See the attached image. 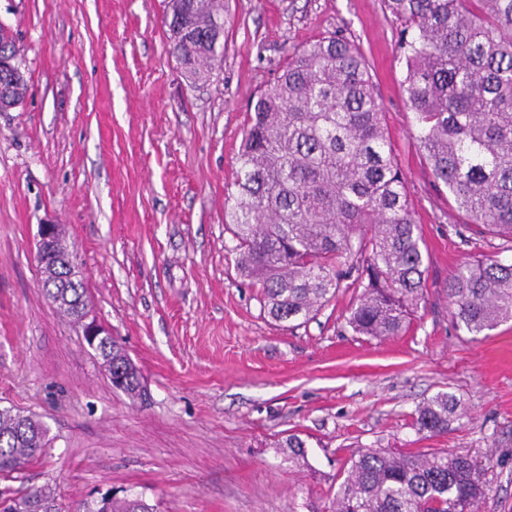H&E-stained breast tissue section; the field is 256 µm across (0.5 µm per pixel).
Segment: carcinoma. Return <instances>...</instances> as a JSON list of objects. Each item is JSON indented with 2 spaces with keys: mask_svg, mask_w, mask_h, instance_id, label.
<instances>
[{
  "mask_svg": "<svg viewBox=\"0 0 512 512\" xmlns=\"http://www.w3.org/2000/svg\"><path fill=\"white\" fill-rule=\"evenodd\" d=\"M402 26L407 105L419 150L463 227L512 243V0H382ZM172 54L193 80L223 58L224 0H167ZM12 37L0 27V109L24 99ZM383 108L358 46L340 31L295 50L252 102L234 191L224 200L240 273L261 308L283 323L313 319L341 288L358 295L345 321L374 338L400 334L423 298L426 253L405 176L387 143ZM458 327L473 336L512 319V262L470 260L448 278ZM73 316L91 305L83 283L60 289ZM118 389L139 392L137 370L112 338L102 340ZM457 399L438 394L416 423L448 431ZM47 428L0 409V476L42 453ZM485 497L478 464L438 451L369 449L351 461L334 512H474ZM0 512H62L48 485L0 499ZM88 512H155L143 498L104 501Z\"/></svg>",
  "mask_w": 512,
  "mask_h": 512,
  "instance_id": "1",
  "label": "carcinoma"
}]
</instances>
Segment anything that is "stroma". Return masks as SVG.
I'll list each match as a JSON object with an SVG mask.
<instances>
[{
    "instance_id": "stroma-1",
    "label": "stroma",
    "mask_w": 512,
    "mask_h": 512,
    "mask_svg": "<svg viewBox=\"0 0 512 512\" xmlns=\"http://www.w3.org/2000/svg\"><path fill=\"white\" fill-rule=\"evenodd\" d=\"M165 0H0L25 99L0 111V408L34 414L49 443L17 479L55 487L64 512L108 492L156 512H331L343 468L368 448L447 451L481 464L476 512H512V321L474 336L444 286L459 264L512 258L465 231L418 148L399 22L381 0H228L224 56L188 80ZM359 43L428 255L402 333L355 334L340 288L312 320L277 323L236 269L224 199L259 92L289 54L334 31ZM58 224L101 322L145 395L113 388L48 299L39 225ZM447 432L418 429L437 394ZM298 435L305 453L286 446ZM457 408L458 401L453 395L437 394L418 407L416 423L420 429L430 433H445L456 417Z\"/></svg>"
}]
</instances>
